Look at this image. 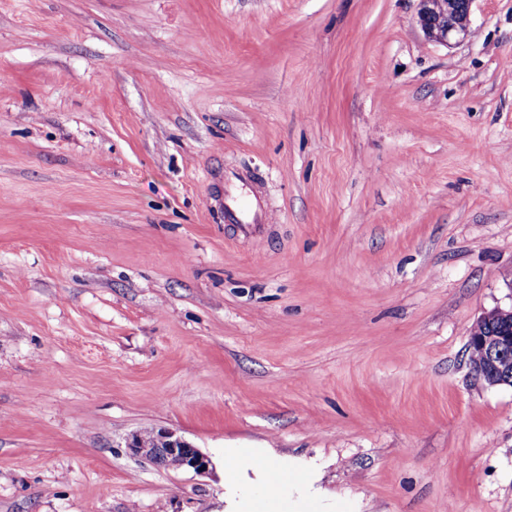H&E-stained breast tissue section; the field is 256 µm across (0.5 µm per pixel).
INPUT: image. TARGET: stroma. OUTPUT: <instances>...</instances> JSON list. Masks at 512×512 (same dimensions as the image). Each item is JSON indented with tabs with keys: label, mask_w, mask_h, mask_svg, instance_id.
I'll use <instances>...</instances> for the list:
<instances>
[{
	"label": "stroma",
	"mask_w": 512,
	"mask_h": 512,
	"mask_svg": "<svg viewBox=\"0 0 512 512\" xmlns=\"http://www.w3.org/2000/svg\"><path fill=\"white\" fill-rule=\"evenodd\" d=\"M417 11L0 0V512H250L228 448L281 512H512L468 345L512 306V0L448 46ZM127 448L133 454L165 468L204 474L210 466L206 455L168 429L137 432L128 439ZM249 465L245 467L243 452L238 448L224 451V482L229 488H235L240 482L250 480L247 470L251 469L256 481L270 487H282L288 483V465L285 461L273 457L262 448L252 450L248 456Z\"/></svg>",
	"instance_id": "1"
}]
</instances>
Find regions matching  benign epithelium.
<instances>
[{
	"instance_id": "benign-epithelium-1",
	"label": "benign epithelium",
	"mask_w": 512,
	"mask_h": 512,
	"mask_svg": "<svg viewBox=\"0 0 512 512\" xmlns=\"http://www.w3.org/2000/svg\"><path fill=\"white\" fill-rule=\"evenodd\" d=\"M418 23L427 40L445 45L461 42L470 35V15L475 0H418ZM477 324H496L499 330L477 335L471 334L486 349L482 363L472 367L476 378L485 384L503 386L512 382V375L503 372L499 363L512 351V307H496L484 313ZM127 447L133 454L149 462L176 470H192L197 474L208 471L210 460L197 448L168 429L137 432L128 439Z\"/></svg>"
}]
</instances>
